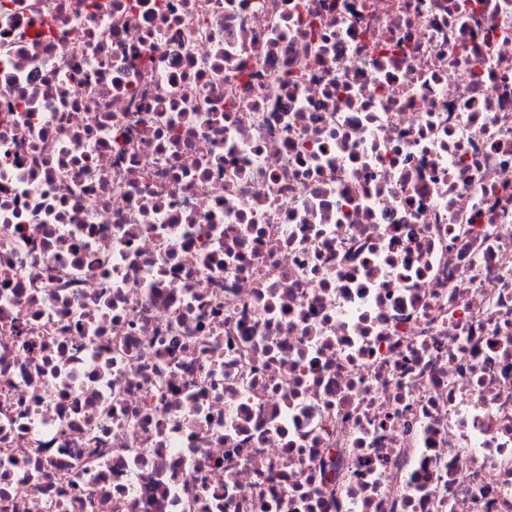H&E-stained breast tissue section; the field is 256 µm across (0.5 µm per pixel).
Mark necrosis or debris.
I'll use <instances>...</instances> for the list:
<instances>
[{
    "mask_svg": "<svg viewBox=\"0 0 512 512\" xmlns=\"http://www.w3.org/2000/svg\"><path fill=\"white\" fill-rule=\"evenodd\" d=\"M0 512H512V0H0Z\"/></svg>",
    "mask_w": 512,
    "mask_h": 512,
    "instance_id": "necrosis-or-debris-1",
    "label": "necrosis or debris"
}]
</instances>
